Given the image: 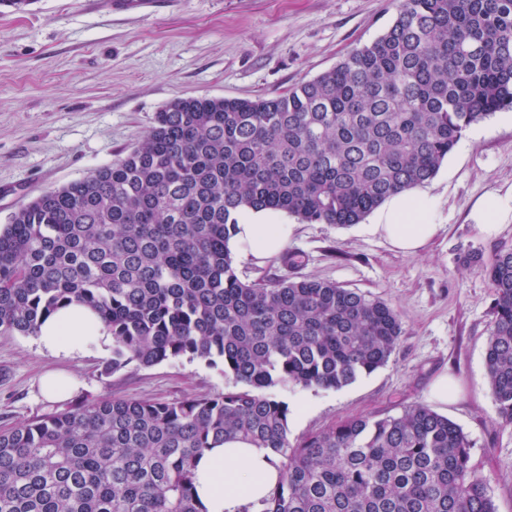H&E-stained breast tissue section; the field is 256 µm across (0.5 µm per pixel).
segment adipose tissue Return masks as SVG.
Returning a JSON list of instances; mask_svg holds the SVG:
<instances>
[{
	"instance_id": "ef3b65f1",
	"label": "adipose tissue",
	"mask_w": 512,
	"mask_h": 512,
	"mask_svg": "<svg viewBox=\"0 0 512 512\" xmlns=\"http://www.w3.org/2000/svg\"><path fill=\"white\" fill-rule=\"evenodd\" d=\"M372 233L408 255L420 251L438 234L428 200L412 191L397 194L380 209ZM288 239V227L270 223L267 213H248L238 224L231 247L255 255L280 251ZM35 342L42 350L64 358L84 354L89 345L104 347L111 335L97 316L74 304L50 316L40 327ZM274 454L243 439H228L199 459L195 491L203 512H244L260 501L279 481Z\"/></svg>"
}]
</instances>
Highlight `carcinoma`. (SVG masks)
I'll use <instances>...</instances> for the list:
<instances>
[{
    "mask_svg": "<svg viewBox=\"0 0 512 512\" xmlns=\"http://www.w3.org/2000/svg\"><path fill=\"white\" fill-rule=\"evenodd\" d=\"M373 42L268 99L178 97L121 159L0 229V335L90 307L116 373L186 358L221 393L109 397L0 430V512H201L195 460L243 437L281 462L257 512H496L470 441L425 405L290 437L272 390H340L385 366L388 303L315 277L244 282L229 242L250 210L351 226L422 186L465 132L512 111V0H396ZM485 355L512 424V249L486 263Z\"/></svg>",
    "mask_w": 512,
    "mask_h": 512,
    "instance_id": "obj_1",
    "label": "carcinoma"
}]
</instances>
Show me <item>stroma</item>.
<instances>
[{
    "label": "stroma",
    "instance_id": "1",
    "mask_svg": "<svg viewBox=\"0 0 512 512\" xmlns=\"http://www.w3.org/2000/svg\"><path fill=\"white\" fill-rule=\"evenodd\" d=\"M396 15L393 0H167L145 14L112 13L98 0L0 5V227L44 192L123 157L177 97L272 98L335 66L375 40ZM419 194L433 204L437 238L420 254L392 250L366 224L290 227L281 254L236 255L239 278L316 277L390 303L403 333L388 363L341 390L291 387L292 436L404 407L433 406V381L448 376L456 397L439 412L471 442L473 464L490 478L497 512H512V424L497 420L485 352L492 288L482 265L512 247V226L480 235L474 214L490 195H512V117L472 126ZM480 262L467 264L466 253ZM111 350L90 347L65 361L33 337L0 335V428L110 396L177 400L222 392L223 374L179 359L106 373ZM62 372L82 387L50 403L39 378Z\"/></svg>",
    "mask_w": 512,
    "mask_h": 512
}]
</instances>
